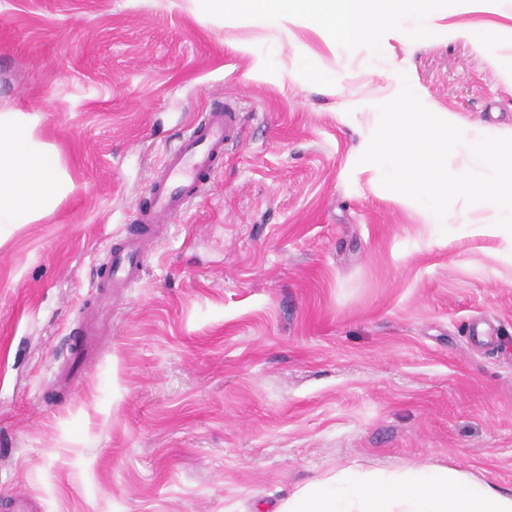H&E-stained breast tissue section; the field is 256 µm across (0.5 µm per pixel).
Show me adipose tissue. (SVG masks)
<instances>
[{
    "instance_id": "ef3b65f1",
    "label": "adipose tissue",
    "mask_w": 512,
    "mask_h": 512,
    "mask_svg": "<svg viewBox=\"0 0 512 512\" xmlns=\"http://www.w3.org/2000/svg\"><path fill=\"white\" fill-rule=\"evenodd\" d=\"M225 23L287 28L294 0H207ZM318 24L329 38L384 54L412 22L421 39L448 32L444 20L498 9L500 0H324ZM38 117L0 107V226L31 224L52 213L72 189L58 151L36 133ZM276 512H512V493L449 467L402 465L390 471L337 468L288 495Z\"/></svg>"
}]
</instances>
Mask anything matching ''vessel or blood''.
<instances>
[{
	"instance_id": "obj_1",
	"label": "vessel or blood",
	"mask_w": 512,
	"mask_h": 512,
	"mask_svg": "<svg viewBox=\"0 0 512 512\" xmlns=\"http://www.w3.org/2000/svg\"><path fill=\"white\" fill-rule=\"evenodd\" d=\"M242 118L231 106L203 113L196 127L170 149L151 182L148 206L137 208L135 228L120 247L109 251L110 275L99 289V308L87 328V336L100 335L101 321L112 312L119 292L135 287L168 224L174 223L213 176L228 147L240 140Z\"/></svg>"
}]
</instances>
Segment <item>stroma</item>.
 <instances>
[{
    "label": "stroma",
    "mask_w": 512,
    "mask_h": 512,
    "mask_svg": "<svg viewBox=\"0 0 512 512\" xmlns=\"http://www.w3.org/2000/svg\"><path fill=\"white\" fill-rule=\"evenodd\" d=\"M196 0H0V102L41 117L72 191L0 229V504L35 512H273L340 464H440L512 493V235L456 199L432 224L360 162L395 68L512 135L474 37L327 44ZM335 73L328 87L322 72ZM240 142L169 225L71 370L106 251L211 107Z\"/></svg>",
    "instance_id": "stroma-1"
}]
</instances>
